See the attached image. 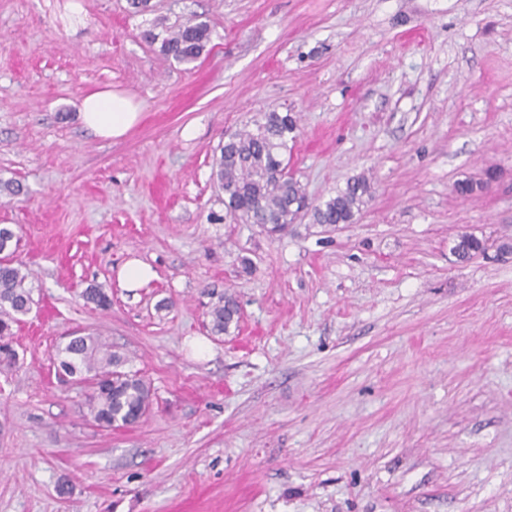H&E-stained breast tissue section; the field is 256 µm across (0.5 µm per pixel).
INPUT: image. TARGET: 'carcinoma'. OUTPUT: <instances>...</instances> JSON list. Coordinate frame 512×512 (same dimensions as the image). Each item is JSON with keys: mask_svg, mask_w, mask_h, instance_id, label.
<instances>
[{"mask_svg": "<svg viewBox=\"0 0 512 512\" xmlns=\"http://www.w3.org/2000/svg\"><path fill=\"white\" fill-rule=\"evenodd\" d=\"M212 30L208 22L193 15L173 26L156 21L142 37L159 45L164 56L190 65L208 52ZM296 120L290 113L264 112L253 128L231 134L214 159L212 179L224 191V206L236 224H259L281 231L308 214L314 224H352L370 194V183L359 176L344 190L322 204L312 206L300 182L284 177L279 168L290 162L288 140L295 139ZM18 245L15 231L0 226V363L12 364L16 352L3 342L12 336V326L30 313L34 300L26 280L29 272L14 265ZM453 251L461 260L485 251L483 240L465 235ZM239 314L231 295L220 296L211 308L210 331L226 332ZM59 369L67 376L91 383L86 407L93 422L103 428H119L137 422L149 409L152 390L137 371H126V360L112 346L95 336H74L57 349Z\"/></svg>", "mask_w": 512, "mask_h": 512, "instance_id": "carcinoma-1", "label": "carcinoma"}]
</instances>
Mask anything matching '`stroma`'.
Wrapping results in <instances>:
<instances>
[{
	"label": "stroma",
	"mask_w": 512,
	"mask_h": 512,
	"mask_svg": "<svg viewBox=\"0 0 512 512\" xmlns=\"http://www.w3.org/2000/svg\"><path fill=\"white\" fill-rule=\"evenodd\" d=\"M78 2L0 0V225L34 299L0 512H512V0ZM193 15L192 65L141 36ZM107 86L141 110L118 140L77 117ZM272 111L311 204L368 179L354 223H231L212 159ZM464 234L511 250L458 260ZM213 291L240 312L220 336ZM87 334L150 383L137 423L98 427L58 376ZM157 276L155 270L148 262L139 258L131 259L117 271V284L129 292L143 288Z\"/></svg>",
	"instance_id": "1"
}]
</instances>
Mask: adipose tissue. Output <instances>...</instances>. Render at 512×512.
I'll use <instances>...</instances> for the list:
<instances>
[{
    "instance_id": "obj_1",
    "label": "adipose tissue",
    "mask_w": 512,
    "mask_h": 512,
    "mask_svg": "<svg viewBox=\"0 0 512 512\" xmlns=\"http://www.w3.org/2000/svg\"><path fill=\"white\" fill-rule=\"evenodd\" d=\"M82 126L103 139L126 135L139 119L138 106L123 93L99 89L85 95L78 108Z\"/></svg>"
}]
</instances>
